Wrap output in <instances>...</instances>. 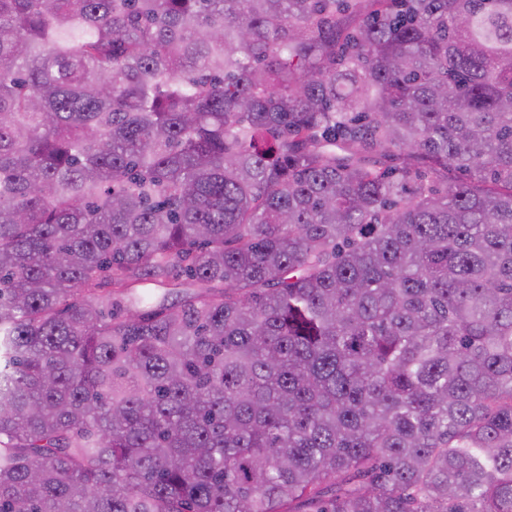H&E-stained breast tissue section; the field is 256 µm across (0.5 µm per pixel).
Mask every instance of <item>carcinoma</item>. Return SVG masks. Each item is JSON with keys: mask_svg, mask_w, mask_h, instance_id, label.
Masks as SVG:
<instances>
[{"mask_svg": "<svg viewBox=\"0 0 512 512\" xmlns=\"http://www.w3.org/2000/svg\"><path fill=\"white\" fill-rule=\"evenodd\" d=\"M0 512H512V0H0Z\"/></svg>", "mask_w": 512, "mask_h": 512, "instance_id": "1", "label": "carcinoma"}]
</instances>
